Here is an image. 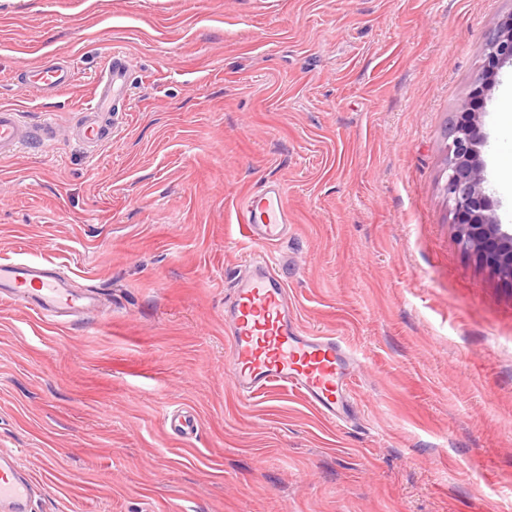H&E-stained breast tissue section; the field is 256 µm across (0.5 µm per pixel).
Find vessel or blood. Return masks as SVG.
I'll return each instance as SVG.
<instances>
[{"label": "vessel or blood", "mask_w": 512, "mask_h": 512, "mask_svg": "<svg viewBox=\"0 0 512 512\" xmlns=\"http://www.w3.org/2000/svg\"><path fill=\"white\" fill-rule=\"evenodd\" d=\"M27 75L34 88L52 95L64 93L72 83L69 65L61 63L30 67ZM127 77L126 58L115 54L91 89L78 126L79 138L91 151L112 141L114 103L124 98ZM55 137L53 121L33 125L20 112L0 107L1 156L25 147H50ZM235 211L255 251L224 304L225 373L243 398L285 389L326 422L354 423L353 383L363 361L339 337L308 332L299 323L285 276L288 258L278 250L294 222L283 188L275 181L265 183L238 198ZM0 298L22 303L53 322L94 314L101 306L98 290H76L55 267L29 258L0 262ZM36 493L13 453L0 449V512H30Z\"/></svg>", "instance_id": "b4317fda"}]
</instances>
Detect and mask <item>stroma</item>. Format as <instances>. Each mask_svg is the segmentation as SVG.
I'll return each instance as SVG.
<instances>
[{
	"label": "stroma",
	"mask_w": 512,
	"mask_h": 512,
	"mask_svg": "<svg viewBox=\"0 0 512 512\" xmlns=\"http://www.w3.org/2000/svg\"><path fill=\"white\" fill-rule=\"evenodd\" d=\"M512 0H0V106L58 142L0 158V259L107 299L63 324L0 302V448L32 512H512V279L459 245L446 134ZM111 145L72 132L109 54ZM69 62L59 96L31 64ZM512 225V67L479 117ZM280 181L301 323L366 359L358 417L239 397L224 302L252 245L235 201ZM197 432L172 434L174 408Z\"/></svg>",
	"instance_id": "35a3bbf8"
}]
</instances>
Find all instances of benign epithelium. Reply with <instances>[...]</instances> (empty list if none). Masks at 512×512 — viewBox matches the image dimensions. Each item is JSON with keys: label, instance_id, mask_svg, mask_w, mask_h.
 <instances>
[{"label": "benign epithelium", "instance_id": "benign-epithelium-1", "mask_svg": "<svg viewBox=\"0 0 512 512\" xmlns=\"http://www.w3.org/2000/svg\"><path fill=\"white\" fill-rule=\"evenodd\" d=\"M506 64L512 65V13L500 19L486 37L480 72L448 136L442 191L461 247L492 272L512 278V226L500 223L496 216L481 156L485 139L477 113L472 111L483 103Z\"/></svg>", "mask_w": 512, "mask_h": 512}]
</instances>
